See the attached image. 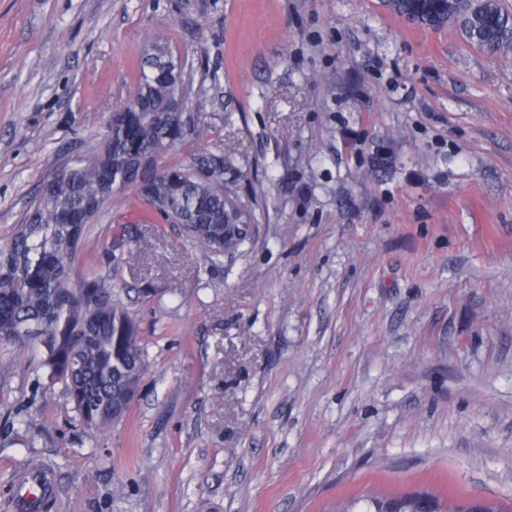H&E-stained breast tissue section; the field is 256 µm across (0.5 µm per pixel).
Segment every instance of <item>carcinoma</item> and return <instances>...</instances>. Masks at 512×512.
<instances>
[{
	"instance_id": "obj_1",
	"label": "carcinoma",
	"mask_w": 512,
	"mask_h": 512,
	"mask_svg": "<svg viewBox=\"0 0 512 512\" xmlns=\"http://www.w3.org/2000/svg\"><path fill=\"white\" fill-rule=\"evenodd\" d=\"M387 9L430 29L433 0H385ZM472 43L485 24L465 16L450 22ZM161 60L141 56L138 94L108 120V133L91 152L66 164L43 184L25 220L0 246V344L23 353L43 348L50 379L65 383L82 423L104 434L130 409L144 374L137 326L112 294L111 280L92 266L80 276L75 264L90 222L103 210L128 206L133 186L144 212L186 220V235L209 259L224 255V225L255 223L252 210L224 186L232 152L220 146L207 157L183 163L164 160L184 141L191 122L182 112H166L167 100L189 90L173 87L160 71ZM421 498L388 503L372 500L362 512H418ZM431 512H445L429 499Z\"/></svg>"
}]
</instances>
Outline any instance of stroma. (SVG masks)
I'll return each instance as SVG.
<instances>
[{
  "label": "stroma",
  "instance_id": "stroma-1",
  "mask_svg": "<svg viewBox=\"0 0 512 512\" xmlns=\"http://www.w3.org/2000/svg\"><path fill=\"white\" fill-rule=\"evenodd\" d=\"M225 144L251 237L208 260L134 221L102 272L145 373L90 438L43 352L0 346V512L29 460L50 512L512 506V46L382 0H0V243L134 94L147 35ZM387 9L407 21L430 29H441L445 26L439 23H432L428 17L436 1L418 0H386ZM391 502L371 500V504L365 506L364 510L360 511H343V512H389L387 509L392 506H397L399 510L397 512H418L417 506L421 502H427L431 506V512H447L448 510H443L444 508L440 507V504L436 500L427 499V498H399L390 500ZM373 507H372V506ZM374 509V510H373ZM449 512V511H448Z\"/></svg>",
  "mask_w": 512,
  "mask_h": 512
}]
</instances>
